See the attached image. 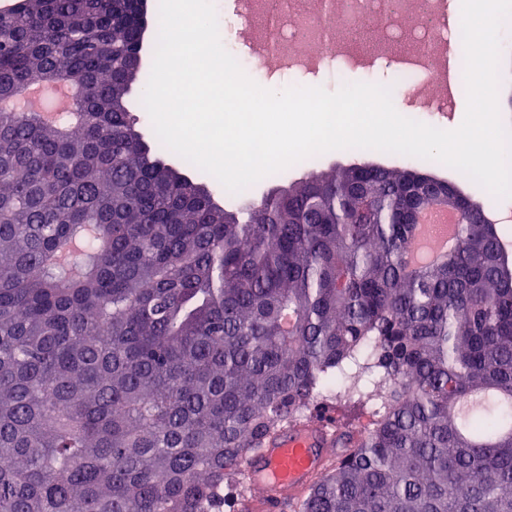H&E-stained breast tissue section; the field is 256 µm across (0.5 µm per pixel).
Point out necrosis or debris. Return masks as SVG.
<instances>
[{
	"label": "necrosis or debris",
	"instance_id": "1",
	"mask_svg": "<svg viewBox=\"0 0 512 512\" xmlns=\"http://www.w3.org/2000/svg\"><path fill=\"white\" fill-rule=\"evenodd\" d=\"M329 19L300 15L295 0H285L275 29L263 18L269 0H242L237 11L244 19L253 55H238V63L275 69L292 76L325 70L337 62L390 60L402 43H411L418 67L403 68L399 78L409 92L421 93V70L430 68L447 49L448 33L435 0H333Z\"/></svg>",
	"mask_w": 512,
	"mask_h": 512
}]
</instances>
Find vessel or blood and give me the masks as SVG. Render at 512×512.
Instances as JSON below:
<instances>
[{"label": "vessel or blood", "mask_w": 512, "mask_h": 512, "mask_svg": "<svg viewBox=\"0 0 512 512\" xmlns=\"http://www.w3.org/2000/svg\"><path fill=\"white\" fill-rule=\"evenodd\" d=\"M337 431L327 421L289 430L245 462L253 512H278L310 486L335 451Z\"/></svg>", "instance_id": "vessel-or-blood-1"}]
</instances>
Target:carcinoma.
<instances>
[{"label":"carcinoma","mask_w":512,"mask_h":512,"mask_svg":"<svg viewBox=\"0 0 512 512\" xmlns=\"http://www.w3.org/2000/svg\"><path fill=\"white\" fill-rule=\"evenodd\" d=\"M143 29L136 0L0 11V512H235L245 459L329 411L353 444L297 512H512L505 235L376 165L225 209L135 127ZM33 80L80 121L1 106ZM438 194L459 245L414 266Z\"/></svg>","instance_id":"carcinoma-1"}]
</instances>
